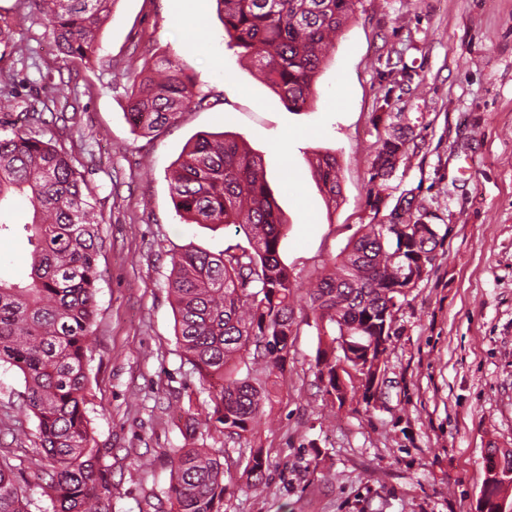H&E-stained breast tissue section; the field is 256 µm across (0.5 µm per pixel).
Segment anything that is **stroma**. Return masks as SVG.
Returning <instances> with one entry per match:
<instances>
[{"mask_svg": "<svg viewBox=\"0 0 512 512\" xmlns=\"http://www.w3.org/2000/svg\"><path fill=\"white\" fill-rule=\"evenodd\" d=\"M0 19L15 31L0 45L1 71H19L26 92L49 96L62 80L75 91L77 124L50 119L41 132L82 167L104 216L90 377L112 512H170L166 453L185 444L179 418L197 384L176 342L171 259L188 245L248 244L235 225L186 223L170 175L189 139L223 131L262 158L298 297L287 384L266 425L224 443L236 476L224 512H479L487 449H512V0H362L299 112L227 48L216 0H115L87 63L63 59L39 0H0ZM168 60L208 105L141 135L126 118L133 76ZM398 62L411 81L394 73ZM398 124L416 138L374 206L376 141ZM283 136L284 153L274 147ZM327 151L335 203L314 175ZM407 190L442 241L396 314L374 396L341 405L317 375L306 292L362 225L389 223ZM24 391L17 369L0 365V459L28 512H50ZM253 448L267 461L257 491L241 476Z\"/></svg>", "mask_w": 512, "mask_h": 512, "instance_id": "stroma-1", "label": "stroma"}]
</instances>
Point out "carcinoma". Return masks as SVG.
<instances>
[{"mask_svg": "<svg viewBox=\"0 0 512 512\" xmlns=\"http://www.w3.org/2000/svg\"><path fill=\"white\" fill-rule=\"evenodd\" d=\"M45 20L66 59L86 61L115 0H43ZM229 38L259 66L266 84L301 110L314 97L324 51L361 0H217ZM208 95L173 63L158 75L133 79L128 120L142 134L175 123L204 105ZM68 104L56 87L46 101L20 95L10 74L0 75V237L23 234L31 247L25 281L0 265V363L19 370L26 409L37 420L49 477L52 512H111L98 494L100 449L93 438L90 352L96 322L102 247L94 207L84 193L83 173L72 157L36 127L49 104ZM414 131L394 128L377 141L371 180H386ZM262 159L242 139L225 132L187 143L171 182L175 207L195 224H238L249 247L215 255L191 246L172 256L168 290L174 300L176 339L186 364L207 394L203 410L188 400L181 432L191 440L219 433L239 439L260 423L284 378L288 340L296 325L295 285L280 258L288 224L259 174ZM315 175L329 201L340 196L336 155L317 159ZM413 191L391 212L394 227L365 224L310 293L314 325L329 342L318 349L316 368L326 395L344 403L359 380L368 396L375 362L387 351L395 315L393 299L422 281V265L441 243L436 225L411 221ZM31 214L11 212L15 197ZM275 381L268 383V378ZM243 474L253 485L265 475L262 449L253 448ZM173 512H223L227 490L224 449L193 445L168 453ZM512 486V452L502 455L500 481L487 484L486 510L496 512L500 484ZM0 512H27L6 462L0 463Z\"/></svg>", "mask_w": 512, "mask_h": 512, "instance_id": "cac0c4a2", "label": "carcinoma"}]
</instances>
